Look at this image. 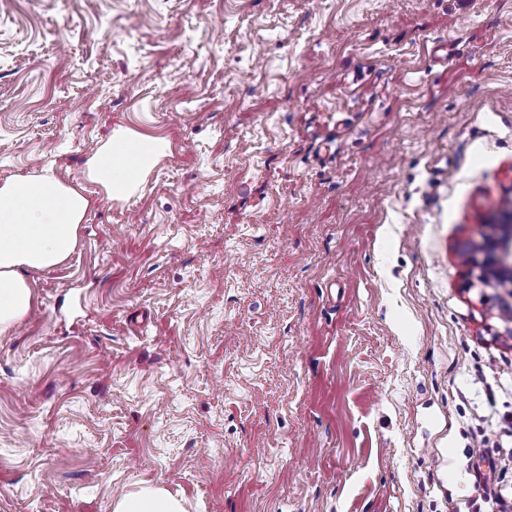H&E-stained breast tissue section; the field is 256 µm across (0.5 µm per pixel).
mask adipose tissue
Masks as SVG:
<instances>
[{"label": "adipose tissue", "mask_w": 512, "mask_h": 512, "mask_svg": "<svg viewBox=\"0 0 512 512\" xmlns=\"http://www.w3.org/2000/svg\"><path fill=\"white\" fill-rule=\"evenodd\" d=\"M166 143L113 129L86 161L88 179L123 200L145 180ZM90 207L83 188L51 176L19 175L0 182V333L28 315L33 293L26 272L59 265L75 249ZM113 512H185L166 489L143 485L113 502Z\"/></svg>", "instance_id": "ef3b65f1"}]
</instances>
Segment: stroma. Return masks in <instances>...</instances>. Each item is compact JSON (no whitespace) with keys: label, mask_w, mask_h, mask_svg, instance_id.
Instances as JSON below:
<instances>
[{"label":"stroma","mask_w":512,"mask_h":512,"mask_svg":"<svg viewBox=\"0 0 512 512\" xmlns=\"http://www.w3.org/2000/svg\"><path fill=\"white\" fill-rule=\"evenodd\" d=\"M118 127L168 149L110 203ZM24 174L90 207L0 333V512H469L512 451L461 259L512 214V0H0ZM481 455L486 459L488 463L490 475L489 477L483 478L479 473L475 475V486L477 488L478 498L472 502V507L474 509L473 511H481L480 506L478 507L479 499H481L483 502L486 500H496V504L502 506L503 510L500 512L511 511V502H509L507 498L503 496L502 489H498V487L501 483L499 476L506 475L509 470L510 473L512 471V455H510V453L503 455L499 448H484V451ZM113 512H185L183 502L166 489L143 485L113 502Z\"/></svg>","instance_id":"35a3bbf8"}]
</instances>
